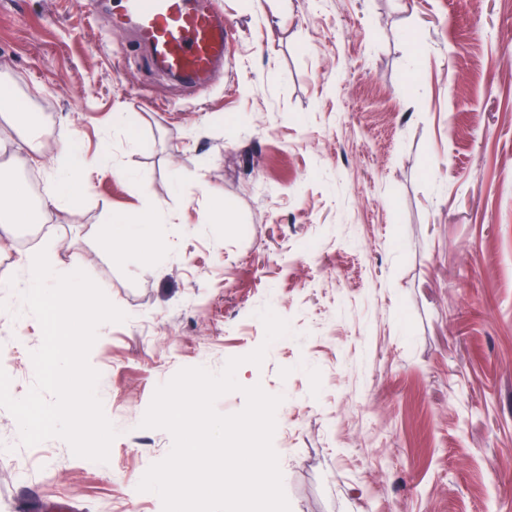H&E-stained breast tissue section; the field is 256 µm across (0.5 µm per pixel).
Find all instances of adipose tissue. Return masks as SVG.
Masks as SVG:
<instances>
[{"label":"adipose tissue","mask_w":512,"mask_h":512,"mask_svg":"<svg viewBox=\"0 0 512 512\" xmlns=\"http://www.w3.org/2000/svg\"><path fill=\"white\" fill-rule=\"evenodd\" d=\"M11 127L21 142L27 146L26 160L37 164L41 153L35 144L39 138L59 140L61 147L52 163L48 176L50 188L43 201L46 209L62 211L75 202L79 187L87 186V175L93 170H108L112 162L108 149L100 151L91 159L83 160L80 147L73 131L58 130L44 126L37 113L7 112L0 116ZM160 217L159 210H148L136 215L125 212H107L98 230L100 244L104 250H111L114 239L138 251H153L157 248L152 227Z\"/></svg>","instance_id":"1"}]
</instances>
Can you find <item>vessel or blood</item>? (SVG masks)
<instances>
[{
	"mask_svg": "<svg viewBox=\"0 0 512 512\" xmlns=\"http://www.w3.org/2000/svg\"><path fill=\"white\" fill-rule=\"evenodd\" d=\"M118 7L116 24L135 29L162 71L204 85L223 65L229 28L216 0H119Z\"/></svg>",
	"mask_w": 512,
	"mask_h": 512,
	"instance_id": "1",
	"label": "vessel or blood"
}]
</instances>
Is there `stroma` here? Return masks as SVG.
Masks as SVG:
<instances>
[{
	"instance_id": "1",
	"label": "stroma",
	"mask_w": 512,
	"mask_h": 512,
	"mask_svg": "<svg viewBox=\"0 0 512 512\" xmlns=\"http://www.w3.org/2000/svg\"><path fill=\"white\" fill-rule=\"evenodd\" d=\"M113 2L0 0V85L126 171L0 233V279L52 224L127 315L89 355L108 461L24 446L0 408V512H163L138 488L172 447L140 425L155 390L263 345L265 307L290 332L236 378L282 398L291 512H512V0H218L232 36L203 89ZM150 207L161 251L100 248L108 210ZM41 342L0 310L13 397Z\"/></svg>"
}]
</instances>
